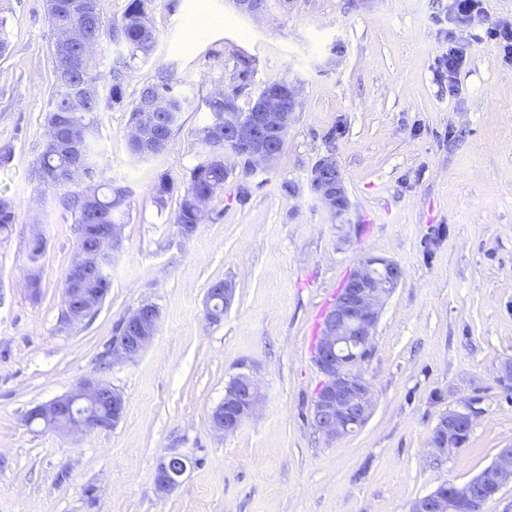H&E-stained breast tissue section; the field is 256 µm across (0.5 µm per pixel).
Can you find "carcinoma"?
Instances as JSON below:
<instances>
[{"instance_id": "1", "label": "carcinoma", "mask_w": 512, "mask_h": 512, "mask_svg": "<svg viewBox=\"0 0 512 512\" xmlns=\"http://www.w3.org/2000/svg\"><path fill=\"white\" fill-rule=\"evenodd\" d=\"M155 0H129L120 19L102 21V25L89 28L83 39L65 46L52 44L54 59L53 89L50 109L46 114L47 136L45 147L33 168L32 177L39 187H44L40 172L54 170L62 178L50 185V188L67 187L75 184L77 178H68L75 157L60 148L57 139H65L77 134L82 144V160L88 167L99 170V152L96 149L98 132V114L123 102L122 84L125 71L110 69L109 80L100 81L101 59L93 49L103 41H112V33L118 31L123 36L130 59L147 60L155 51L158 35L151 25L149 14ZM67 56L82 63L73 69L70 76H59L62 57ZM251 72L244 68L234 74L223 88L213 92L205 100L209 112L207 123L198 130V140L203 149V159L197 164L190 176L189 184L182 195L172 223L179 232L189 227L198 228L199 224L209 218V214L200 211L198 203L209 202L217 193L224 190V182L232 172L227 164L213 159V155L222 154L228 149L239 157L244 156V147L224 145V113L254 111L255 99L251 98ZM98 87L97 95L82 103L76 100V89L87 83ZM142 91H151L158 99L161 111L153 118L142 115L139 102H134L130 109L131 129L147 133L148 140L130 133L128 148L135 159H144L148 142L159 138L161 146L154 150L155 155L165 152L170 143L173 128L180 122L187 99L175 94L172 75L169 71L159 70L152 81L142 87ZM250 98L248 108L239 104L240 98ZM126 190L110 183H98L92 187L74 193L66 200V207L74 214L78 224L79 246H84L90 235L104 229L105 225L118 223L126 206ZM14 205L7 198L0 197V234L9 231L14 224Z\"/></svg>"}]
</instances>
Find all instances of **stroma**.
Returning a JSON list of instances; mask_svg holds the SVG:
<instances>
[{"mask_svg": "<svg viewBox=\"0 0 512 512\" xmlns=\"http://www.w3.org/2000/svg\"><path fill=\"white\" fill-rule=\"evenodd\" d=\"M449 2L293 0L286 10L268 0L254 18L231 0H156L158 45L126 69L123 107L98 120L100 176L128 192L124 246L98 313L66 325L78 234L63 189L40 190L29 176L45 143L51 31L44 0H0V146L12 148L0 197L15 208L0 235V512H408L512 444V398L496 381L512 359V58L484 36L485 23L512 26V0H484L485 22L452 25ZM452 32L466 59L450 77L438 62ZM245 64L252 91L298 85L295 120L272 165L226 153L233 173L207 205L213 219L183 237L172 219L202 159L205 100ZM161 69L188 106L168 150L137 160L127 107ZM325 157L347 196L335 213L311 187ZM37 235L45 247L34 264ZM369 257L396 262L403 278L361 365L371 413L330 440L311 418L319 325ZM219 280L236 297L213 323L205 298ZM145 302L159 309L156 335L133 360L109 362L117 324ZM242 374L259 386L256 412L216 432L210 413ZM93 377L126 399L117 426L26 425L32 407ZM471 399L468 442L435 452L440 415ZM172 453L192 465L163 496L156 471Z\"/></svg>", "mask_w": 512, "mask_h": 512, "instance_id": "stroma-1", "label": "stroma"}]
</instances>
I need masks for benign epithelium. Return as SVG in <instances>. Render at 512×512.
<instances>
[{
    "label": "benign epithelium",
    "instance_id": "7a95c632",
    "mask_svg": "<svg viewBox=\"0 0 512 512\" xmlns=\"http://www.w3.org/2000/svg\"><path fill=\"white\" fill-rule=\"evenodd\" d=\"M232 2L240 13L251 17H259L266 10V0ZM297 96V86L287 84L276 92L258 96L255 112L248 118L240 112L224 113V139L246 147L249 165L272 164L278 155L273 136L293 123L292 107ZM312 185L330 209L345 206V188L335 160L326 157L319 162ZM121 228L120 224L112 225L93 247L81 249L74 258L68 269L74 287L65 289L64 322L81 321L102 306L109 289L102 284L88 290L85 285L90 283L91 273L102 259L122 249ZM401 280L397 263L367 258L350 274L322 318L315 362L324 380L313 401L312 420L329 439L348 434L368 418L370 386L360 366L369 356L383 303ZM235 294L230 281L214 292H207V318L220 321ZM159 319V310L152 303H145L126 316L108 345L112 361L138 356L153 339ZM258 400L256 381L247 375L236 377L225 388L224 401L211 413L212 428L222 433L235 430L253 414ZM125 410L126 400L119 389L87 378L71 391L33 407L26 423L60 431L110 429L122 420ZM477 413L474 403L469 401L442 413L430 438L431 447L441 453L460 448V435L471 430ZM186 470L185 456L171 454L165 458L156 475L158 492H172ZM509 480L512 481V444L499 449L491 463L468 481L454 483L448 491L439 487L415 499L409 512H482L484 504L498 497Z\"/></svg>",
    "mask_w": 512,
    "mask_h": 512
}]
</instances>
